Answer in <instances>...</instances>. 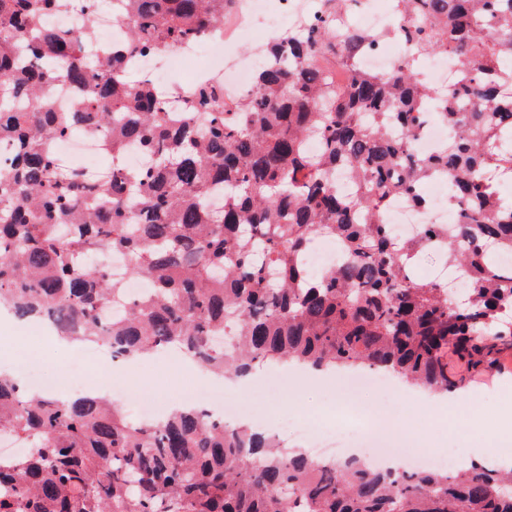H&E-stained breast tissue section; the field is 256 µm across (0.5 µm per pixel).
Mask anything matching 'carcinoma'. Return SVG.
I'll list each match as a JSON object with an SVG mask.
<instances>
[{
    "label": "carcinoma",
    "mask_w": 512,
    "mask_h": 512,
    "mask_svg": "<svg viewBox=\"0 0 512 512\" xmlns=\"http://www.w3.org/2000/svg\"><path fill=\"white\" fill-rule=\"evenodd\" d=\"M235 0H118L131 43L151 52L193 42ZM416 53L449 54L457 86L443 118L458 127L436 155L413 139L436 91L415 63L367 74L351 61L373 35L324 18L271 42L252 93L226 112L213 86L167 111L150 81L118 77L124 54L90 60L93 22L62 33L48 15L76 0H0V308L50 322L60 336L124 360L171 345L208 370L241 376L272 363L368 366L439 393L465 388L453 355L492 370L512 350V203L491 173L512 174V0H398ZM329 57L351 69L336 94ZM61 83L83 92L59 112ZM80 132L111 159L138 149L143 165L91 183L62 168L53 145ZM321 150L308 154L306 138ZM352 177L342 194L332 178ZM451 182V236L430 224L393 239L392 195L426 205L422 184ZM337 238L344 260L314 275L313 233ZM462 268L464 299L421 282L415 263ZM121 254L146 291L128 297L95 253ZM0 434L24 452L0 457V512H512V472L478 463L377 470L367 462L293 455L275 437L177 408L141 423L106 398L60 401L0 374Z\"/></svg>",
    "instance_id": "obj_1"
}]
</instances>
